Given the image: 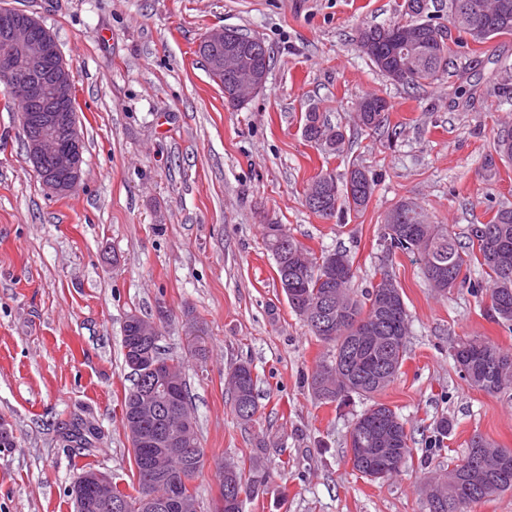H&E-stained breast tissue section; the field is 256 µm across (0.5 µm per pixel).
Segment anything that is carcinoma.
I'll use <instances>...</instances> for the list:
<instances>
[{
	"mask_svg": "<svg viewBox=\"0 0 512 512\" xmlns=\"http://www.w3.org/2000/svg\"><path fill=\"white\" fill-rule=\"evenodd\" d=\"M402 12L410 17L404 23H395L404 37L420 42V48L408 57H397L395 48L382 41L371 48L362 45L364 35L380 26H368L359 31L357 47L374 68L389 81L406 86H421L442 80L448 68L441 66L448 58L451 47L444 33L452 26L458 33L457 42L471 40L484 43L498 36L512 35V0H448V23L428 11L427 0H404ZM406 65L409 77L403 79L398 71ZM375 100L382 104L381 112L357 111L358 122L367 130L379 129L389 111L387 100L379 95L366 97L362 103ZM302 134L332 155L345 152L346 136L342 126L331 124L316 111L303 115ZM496 152L503 159L512 160V129L498 134ZM327 195L331 215L363 211L375 189V179L369 171L352 167L344 183L328 175ZM402 232L392 235L394 225ZM264 244L272 254L276 266L288 270V288L284 293L291 309L298 314L311 332L333 346V353L322 360L312 374L309 388L313 395L326 403L346 404L353 394L371 397L384 391L397 377L404 361L409 320L401 289L395 278L386 276L365 293L358 295L352 288L354 274L340 278L328 274L330 259L340 256L351 264L342 250L316 255L295 241L283 224L272 222L263 225ZM383 239L388 251H401L417 257L430 288L439 295H446L456 287L463 268L476 262L485 270L489 281L476 280L471 284L474 294L486 292L490 298L491 316L504 324H512V207L498 208L486 224L470 226L471 251L463 250L456 235L448 225L433 224L417 202L403 198L384 217ZM331 298L334 304L331 331L319 329L309 312L316 304ZM468 348L474 358L465 367L464 377L474 387L489 394L512 387V352L479 337H468L457 344L453 358L459 360V349ZM235 370L243 377H227L236 416L248 422L258 411L256 379L252 367L240 363ZM173 386L174 414L172 420L182 421L185 443L198 449L191 462L192 474L202 466L203 450L197 427L188 405L185 380L175 374ZM378 424L376 448H387L384 437L407 436L405 422L388 405L375 402L357 415L352 425L351 443L355 433L369 430ZM137 484L127 492L116 488L123 498L124 512H139L138 504L147 488L154 486L157 471L156 458L162 454L160 445L141 446L134 436H129ZM496 454L512 456V449L498 448L484 437L475 435L470 441L465 463L473 469L491 468L486 458ZM462 466L433 477L435 484L427 491V512H467L469 505L512 490V471L492 472L487 479L462 480ZM261 480L245 478L240 469H224L222 495L225 496L224 512H242V501L230 498V488L235 487L251 496Z\"/></svg>",
	"mask_w": 512,
	"mask_h": 512,
	"instance_id": "cac0c4a2",
	"label": "carcinoma"
}]
</instances>
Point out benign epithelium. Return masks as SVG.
<instances>
[{"instance_id": "obj_1", "label": "benign epithelium", "mask_w": 512, "mask_h": 512, "mask_svg": "<svg viewBox=\"0 0 512 512\" xmlns=\"http://www.w3.org/2000/svg\"><path fill=\"white\" fill-rule=\"evenodd\" d=\"M0 18L4 23L0 29V85H5L7 99L25 110L22 127L29 161L45 186L68 194L81 179L84 141L78 120L64 111L74 98L71 71L55 39L34 34L40 25L36 17L15 10L0 11ZM198 53L208 67L247 77L246 88L236 86L224 92L230 107L247 105L264 88L268 70L257 51L249 50L225 28L206 32ZM130 364L153 373L144 378L137 393V425L165 417L167 407L161 392L172 385L169 364L157 362L148 348L136 349ZM157 439L167 445V458L192 459L193 449L185 447L181 433L168 427ZM113 488L112 479L94 471L76 479L71 491L81 512H120L123 504L113 498ZM143 506L147 512H195V505L172 494H149Z\"/></svg>"}]
</instances>
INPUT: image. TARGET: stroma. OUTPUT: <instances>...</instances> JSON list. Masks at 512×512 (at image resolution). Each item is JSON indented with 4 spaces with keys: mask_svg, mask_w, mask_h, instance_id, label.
<instances>
[{
    "mask_svg": "<svg viewBox=\"0 0 512 512\" xmlns=\"http://www.w3.org/2000/svg\"><path fill=\"white\" fill-rule=\"evenodd\" d=\"M401 3L0 0L54 34L85 142L80 183L56 195L0 94V421L15 438L0 448V512H76L70 487L85 465L131 482L122 408L134 375L122 326L129 314L161 309L159 345L184 360L204 453L194 480L201 512L218 499L215 471L225 464L256 465L263 481L242 512H426L429 478L462 463L474 435L512 448V389L472 386L453 359L468 336L512 351V327L468 286L480 268L443 297L414 257L388 253L382 238L385 213L407 197L463 237L512 207V161L493 146L512 108L492 91L501 66H512V36L456 48L444 80L412 90L387 80L356 44L359 29L401 21ZM219 26L259 36L271 55L263 91L238 110L196 52ZM373 93L390 109L368 133L355 116ZM311 109L345 127L346 157L305 140L301 116ZM354 164L377 181L366 210L330 222L310 212L311 180L343 177ZM270 221L314 252L346 251L358 289L384 269L398 281L407 351L376 396L410 437L398 474L372 481L353 467L349 431L368 400L340 407L309 391L332 348L288 305L263 240ZM242 362L258 377L247 423L225 383ZM443 418L452 429L438 448ZM84 430L86 449L72 440Z\"/></svg>",
    "mask_w": 512,
    "mask_h": 512,
    "instance_id": "1",
    "label": "stroma"
}]
</instances>
